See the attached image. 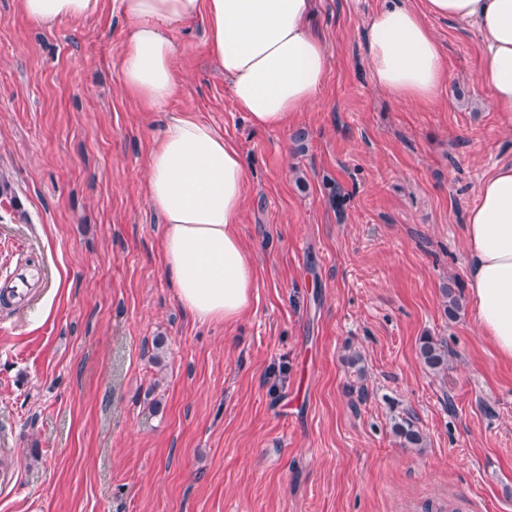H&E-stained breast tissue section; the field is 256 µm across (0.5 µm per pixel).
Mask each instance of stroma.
<instances>
[{"label": "stroma", "mask_w": 512, "mask_h": 512, "mask_svg": "<svg viewBox=\"0 0 512 512\" xmlns=\"http://www.w3.org/2000/svg\"><path fill=\"white\" fill-rule=\"evenodd\" d=\"M381 5L316 0L320 100L269 130L237 111L202 29L178 34L169 110L248 172L251 304L202 323L163 272L145 189L160 118L120 85L116 0L48 28L0 0V282L42 274L29 306L0 307V448L21 479L0 512H512V359L442 296L467 294L463 224L512 161V121L459 22L429 21L435 101L382 93L365 40ZM406 416L424 447L394 433ZM419 356L424 366L433 373L439 374L448 370V348L442 341L431 336L423 337Z\"/></svg>", "instance_id": "stroma-1"}]
</instances>
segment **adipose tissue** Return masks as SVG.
Wrapping results in <instances>:
<instances>
[{
    "mask_svg": "<svg viewBox=\"0 0 512 512\" xmlns=\"http://www.w3.org/2000/svg\"><path fill=\"white\" fill-rule=\"evenodd\" d=\"M121 85L164 128L149 153L146 193L164 224V272L182 307L201 322H226L250 305L254 268L236 232L247 172L239 150L208 123L167 106L179 90L177 33L201 24L211 63L238 111L258 129L283 126L316 104L328 58L311 27L313 0H117ZM385 0L365 38L375 85L397 101H434L448 80L444 47L424 15L474 23L482 83L492 108L512 117V0ZM101 0H20L34 24L84 20ZM469 300L482 333L512 359V162L478 187L465 224Z\"/></svg>",
    "mask_w": 512,
    "mask_h": 512,
    "instance_id": "adipose-tissue-1",
    "label": "adipose tissue"
}]
</instances>
